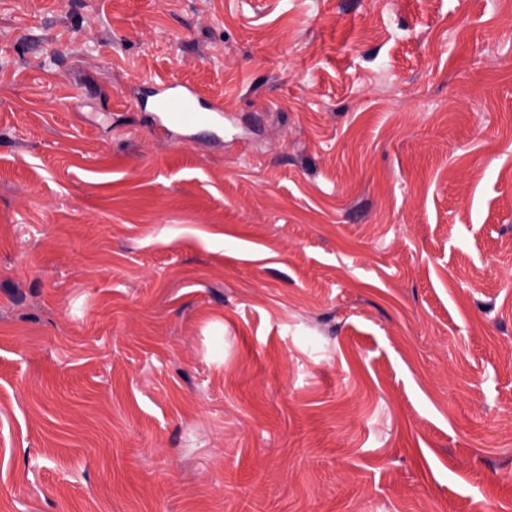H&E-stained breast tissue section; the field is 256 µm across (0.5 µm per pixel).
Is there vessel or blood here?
<instances>
[{
  "label": "vessel or blood",
  "instance_id": "b4317fda",
  "mask_svg": "<svg viewBox=\"0 0 512 512\" xmlns=\"http://www.w3.org/2000/svg\"><path fill=\"white\" fill-rule=\"evenodd\" d=\"M144 96L150 99L152 111L160 113L154 131L165 138L182 129L206 126L222 113L220 107L204 104L194 88L173 78L149 80Z\"/></svg>",
  "mask_w": 512,
  "mask_h": 512
}]
</instances>
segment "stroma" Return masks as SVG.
Listing matches in <instances>:
<instances>
[{"label":"stroma","instance_id":"1","mask_svg":"<svg viewBox=\"0 0 512 512\" xmlns=\"http://www.w3.org/2000/svg\"><path fill=\"white\" fill-rule=\"evenodd\" d=\"M0 512H512V0H0ZM139 103L147 106L151 101V112H159L161 118L154 125L157 135L172 137L178 130L204 127L220 117L224 110L205 105L199 93L191 86L173 78L150 79Z\"/></svg>","mask_w":512,"mask_h":512}]
</instances>
